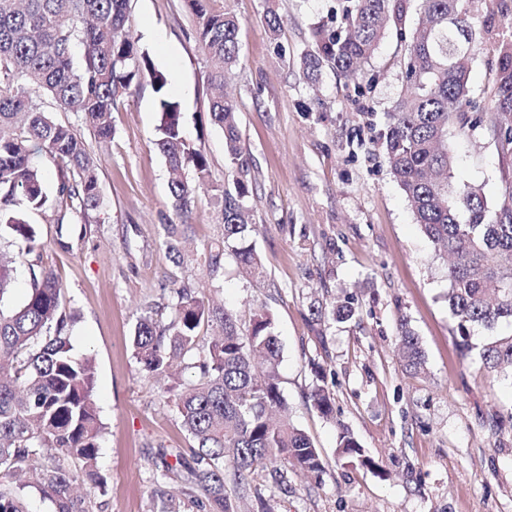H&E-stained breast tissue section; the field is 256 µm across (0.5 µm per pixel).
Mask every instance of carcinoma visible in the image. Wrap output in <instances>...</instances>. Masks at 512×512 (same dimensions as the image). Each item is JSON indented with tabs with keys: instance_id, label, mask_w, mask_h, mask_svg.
<instances>
[{
	"instance_id": "carcinoma-1",
	"label": "carcinoma",
	"mask_w": 512,
	"mask_h": 512,
	"mask_svg": "<svg viewBox=\"0 0 512 512\" xmlns=\"http://www.w3.org/2000/svg\"><path fill=\"white\" fill-rule=\"evenodd\" d=\"M128 0H0V239L15 247L0 251V473L17 485L0 488V512H27L23 492L39 491L53 512H93L85 487L104 494L107 478L98 467L99 439L104 430L94 400L95 366L78 357L70 342L75 315L64 304L58 278L41 264L40 238L22 218L28 210H51L57 243L71 249L74 233L83 237L89 212L101 205L97 166L74 126L56 120L45 109L70 112L92 128L98 139L112 138V112L120 93L149 79L159 96V138L156 142L169 173L173 206L187 212L196 187L184 170L203 172L208 160L182 137V115L167 95L168 78L145 54L134 49L126 30ZM196 26L203 55L219 63L210 71L209 114L224 130L230 164L243 167L237 103L224 96V70L238 64L240 23L231 13L216 12L210 0H184ZM423 16L410 33L402 28L404 0H340L336 27L317 25L314 48L300 56L308 77L322 68L356 80L363 94L364 64L375 54L388 23L395 25L407 51L405 94L387 113L385 159L404 192L416 224L436 249L451 261L447 267L448 309L455 319L460 351L478 356L498 374L512 368V335L477 346L473 329L512 322V190L499 210L490 212L480 187L452 180L454 158L448 131L462 135L474 126L467 62L484 40L486 24L463 0H422ZM497 97L503 111L512 109V42H503L496 56ZM58 161L53 191L34 163L38 152ZM244 180L224 184V239L207 247L214 279L231 251L237 264L261 274L250 221ZM160 242L173 262L181 263L178 224L162 225ZM27 267L30 287L24 300L4 307L16 265ZM168 323L152 314L139 318L132 349L142 370L164 376L190 362L194 380L178 383L173 393L182 426L194 446L190 455L160 454L162 467L180 477L195 512H238L253 499L257 512H271L269 502L252 484L254 472L269 463L271 483L288 494V469L319 474L321 451L284 416L278 384L281 347L273 318L254 310L251 329L243 335L232 312L217 307L182 285ZM344 322L356 315L351 302L316 309ZM219 334L207 339L203 327ZM396 347L407 369L423 367L419 338L407 319L398 322ZM324 416L333 413L329 390L319 385L309 394Z\"/></svg>"
}]
</instances>
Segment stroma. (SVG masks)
Returning <instances> with one entry per match:
<instances>
[{"instance_id": "1", "label": "stroma", "mask_w": 512, "mask_h": 512, "mask_svg": "<svg viewBox=\"0 0 512 512\" xmlns=\"http://www.w3.org/2000/svg\"><path fill=\"white\" fill-rule=\"evenodd\" d=\"M339 0H211L241 22V57L224 76L239 107L243 177L261 233V277L246 276L232 254L213 280L206 247L224 233L219 190L228 176L224 132L208 112L210 69L183 0H129L127 27L138 52L169 80L182 112L186 142L209 166L187 168L197 187L188 212L171 202L169 175L155 142L159 101L149 80L132 84L112 115L114 135L100 141L78 127L95 158L102 206L71 250L56 242L52 212H28L44 243L41 259L56 274L78 354L93 357L95 396L107 429L98 464L109 478L100 512H153L150 492L163 486L173 512H192L181 483L156 465L158 449L187 451L191 441L159 380L142 370L129 338L146 308L168 320L176 298L170 275L215 299L250 328L254 308L274 318L281 343L280 390L290 420L320 448L324 471L313 479L289 472L288 495L274 494L266 473L254 484L276 512H512V380L496 376L477 355L462 356L448 310L445 258L416 224L383 153L387 114L404 89L405 47L388 30L364 66L372 83L356 95L351 81L324 67L318 83L297 62L315 24L335 25ZM489 31L473 55L469 97L481 123L462 136L448 132L454 177L479 185L490 209L512 187V148L493 131L495 59L512 41L502 0H467ZM282 20L271 39L267 11ZM285 54H277L274 42ZM164 224H188L192 240L182 268L158 242ZM351 297L354 319L314 320L311 310ZM418 334L426 369L407 372L395 346L399 319ZM325 385L335 398L325 418L308 395ZM349 430L360 460L339 456ZM363 457V458H364Z\"/></svg>"}]
</instances>
